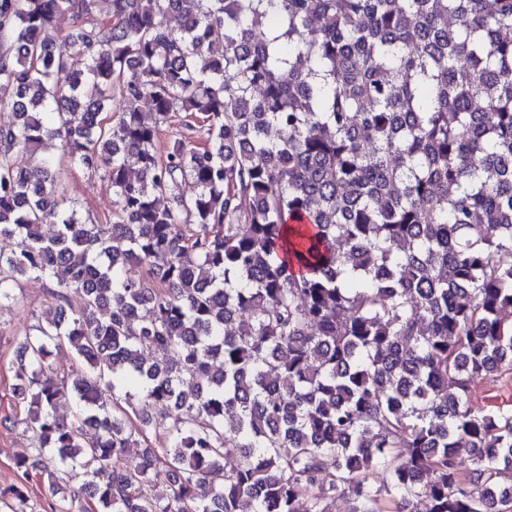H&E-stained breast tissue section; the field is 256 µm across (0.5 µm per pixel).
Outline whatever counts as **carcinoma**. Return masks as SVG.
<instances>
[{
	"mask_svg": "<svg viewBox=\"0 0 512 512\" xmlns=\"http://www.w3.org/2000/svg\"><path fill=\"white\" fill-rule=\"evenodd\" d=\"M0 38V309L53 285L0 496L40 470L51 512L512 507V411L471 400L512 367V0H0ZM180 112L208 144L162 151ZM79 166L109 217L65 206ZM31 438L24 426H0V488L15 483L17 461L30 455Z\"/></svg>",
	"mask_w": 512,
	"mask_h": 512,
	"instance_id": "carcinoma-1",
	"label": "carcinoma"
}]
</instances>
